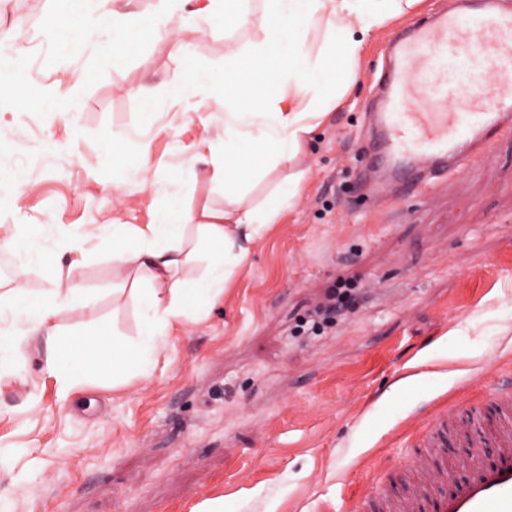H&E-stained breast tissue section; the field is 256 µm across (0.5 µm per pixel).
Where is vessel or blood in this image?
<instances>
[{
  "instance_id": "1",
  "label": "vessel or blood",
  "mask_w": 512,
  "mask_h": 512,
  "mask_svg": "<svg viewBox=\"0 0 512 512\" xmlns=\"http://www.w3.org/2000/svg\"><path fill=\"white\" fill-rule=\"evenodd\" d=\"M374 95L380 107L368 115L369 151L391 182L379 194H422L460 167L486 161L494 143L512 135V9L503 0H453L447 12L402 30ZM497 401L495 462L470 454L460 462L470 477L456 491L436 493L441 479L434 475L398 500L361 494L358 512H418L429 496L434 512H512V389H501ZM458 412L452 403L433 420L425 456L440 453Z\"/></svg>"
}]
</instances>
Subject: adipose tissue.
<instances>
[{"label": "adipose tissue", "mask_w": 512, "mask_h": 512, "mask_svg": "<svg viewBox=\"0 0 512 512\" xmlns=\"http://www.w3.org/2000/svg\"><path fill=\"white\" fill-rule=\"evenodd\" d=\"M99 0H82L79 12L63 9L46 27V36L59 54L76 46L104 42L122 46L127 23L104 27ZM417 0H206L195 11L199 31L226 35L238 29L261 31L259 41L247 44L242 60L225 59L221 71L207 86L209 98L224 110L223 137L208 142V176L223 186L224 206L187 211L181 223L161 217L157 223L104 224L101 237L111 240L112 256L136 269L131 293L143 312L142 332L135 349L117 338L109 326L82 334L64 333L60 312L80 301L85 290L65 276L59 263L70 253L79 265L84 251L76 236L52 238V227L18 226L22 243L14 254L20 270L36 268L44 282L39 295H31L23 281L0 294V367L10 366L28 340L43 336L46 365L63 389H71L85 373L106 370L113 378L132 368L148 371L153 356L174 324L190 315L193 297L212 301L224 292L235 265L247 257V241L258 227L275 223L290 206L304 181L297 162L319 119L355 81L354 66L366 41L385 23L411 9ZM323 29L319 49L308 46V34ZM10 82H0L17 111L39 102L42 90L27 73L23 53H16ZM282 169L285 177L270 197L255 204L248 200L244 175L263 178ZM194 227L204 250L187 246L186 227ZM205 258L202 275L192 285L177 277L179 267Z\"/></svg>", "instance_id": "1"}]
</instances>
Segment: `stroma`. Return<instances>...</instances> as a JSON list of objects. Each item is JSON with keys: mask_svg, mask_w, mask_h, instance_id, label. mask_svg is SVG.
Returning a JSON list of instances; mask_svg holds the SVG:
<instances>
[{"mask_svg": "<svg viewBox=\"0 0 512 512\" xmlns=\"http://www.w3.org/2000/svg\"><path fill=\"white\" fill-rule=\"evenodd\" d=\"M447 4L420 0L369 40L354 85L300 159L299 197L263 226L207 313L164 339L148 373L119 385L95 377L65 395L39 341L0 374V512H205L216 501L224 512H356L358 493L398 496L411 484L428 413L462 396L490 406L512 386V136L487 161L387 206L362 175L387 41ZM57 7L0 0V43L22 46L45 91L26 112L0 100V242L19 224L76 233L86 259L71 276L91 302L59 324L106 322L133 342L138 304L112 288L134 274L97 229L223 207L188 148L223 136L224 113L206 94L171 91L182 44L207 76L260 34L209 37L177 12L167 38L63 56L44 30ZM61 99L77 104L76 120L53 113ZM112 130L132 131L145 181L113 168L102 145ZM172 177L181 197L155 194ZM343 282L356 307L305 329Z\"/></svg>", "mask_w": 512, "mask_h": 512, "instance_id": "obj_1", "label": "stroma"}]
</instances>
